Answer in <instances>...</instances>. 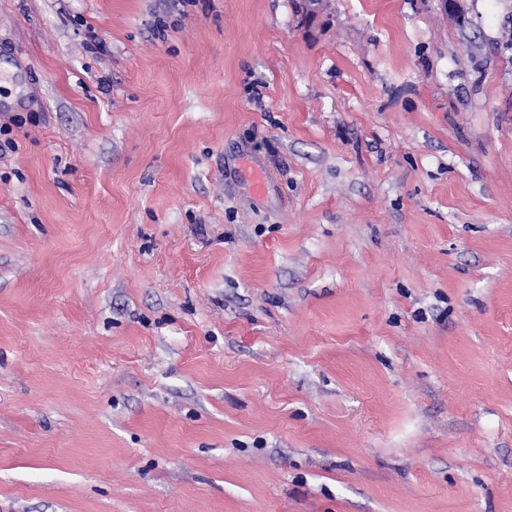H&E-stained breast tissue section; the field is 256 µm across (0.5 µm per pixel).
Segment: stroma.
<instances>
[{"label": "stroma", "mask_w": 512, "mask_h": 512, "mask_svg": "<svg viewBox=\"0 0 512 512\" xmlns=\"http://www.w3.org/2000/svg\"><path fill=\"white\" fill-rule=\"evenodd\" d=\"M0 0V512H512V0Z\"/></svg>", "instance_id": "obj_1"}]
</instances>
